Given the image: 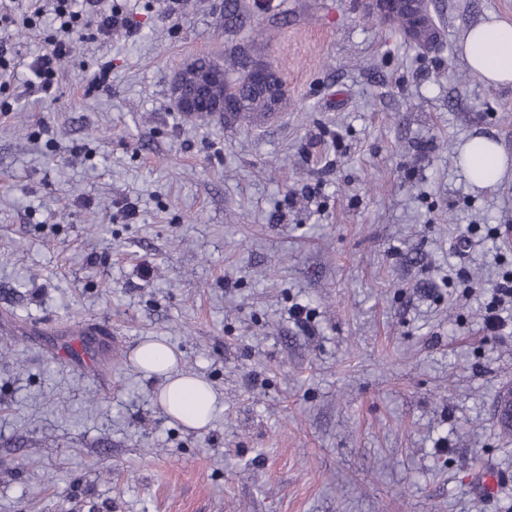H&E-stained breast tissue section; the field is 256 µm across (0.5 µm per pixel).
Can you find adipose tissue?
<instances>
[{
	"mask_svg": "<svg viewBox=\"0 0 512 512\" xmlns=\"http://www.w3.org/2000/svg\"><path fill=\"white\" fill-rule=\"evenodd\" d=\"M462 54L467 65L484 81L512 84V22L493 18L469 27L462 42ZM472 155L475 165L469 178L479 187L495 184L512 163L493 141L483 142L473 149ZM135 361L147 374L164 377L159 402L168 416L190 428L209 423L216 402L213 390L199 378L174 375L176 356L168 345L158 341L142 343Z\"/></svg>",
	"mask_w": 512,
	"mask_h": 512,
	"instance_id": "obj_1",
	"label": "adipose tissue"
}]
</instances>
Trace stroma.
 <instances>
[{
    "label": "stroma",
    "mask_w": 512,
    "mask_h": 512,
    "mask_svg": "<svg viewBox=\"0 0 512 512\" xmlns=\"http://www.w3.org/2000/svg\"><path fill=\"white\" fill-rule=\"evenodd\" d=\"M246 2L288 90L246 123L172 99L188 62L247 45L224 0H112L133 35L83 33L47 97L24 82L51 17L0 26V512H512V332L484 325L512 165L480 189L458 163L476 136L512 162V85L459 53L512 0H429L428 53L361 0ZM76 321L122 361L62 364ZM148 340L216 392L204 428L163 411Z\"/></svg>",
    "instance_id": "obj_1"
}]
</instances>
